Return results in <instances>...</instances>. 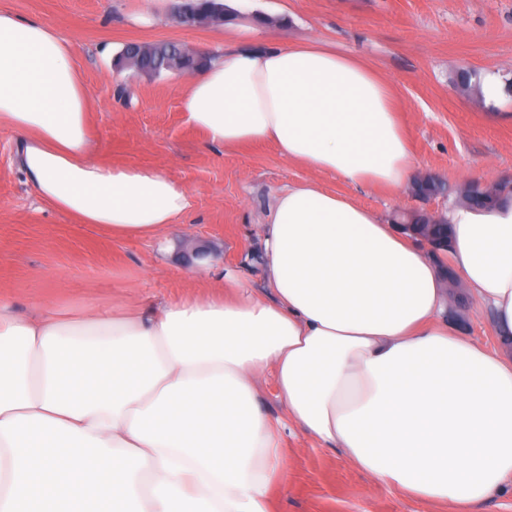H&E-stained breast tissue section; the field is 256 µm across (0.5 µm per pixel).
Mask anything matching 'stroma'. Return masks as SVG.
<instances>
[{
  "mask_svg": "<svg viewBox=\"0 0 512 512\" xmlns=\"http://www.w3.org/2000/svg\"><path fill=\"white\" fill-rule=\"evenodd\" d=\"M53 25L69 40L95 102L96 155L118 165L166 168L194 194L183 224L158 238L118 240L41 206L14 163L16 140L0 130V291L26 315L42 299L60 309H108L113 300L144 305L191 293L198 274L259 289L263 229L272 197L306 178L269 145L233 150L211 144L179 108L174 75L122 77L117 59L130 42L171 40L191 51L266 48L318 40L358 55L393 89L416 160L415 177L462 186L473 168L512 176L509 117L487 123L483 105L453 85L458 68L512 79V0H249L226 29L175 24L161 0H0ZM363 206L388 214L446 210L449 198L423 201L405 188L357 191ZM448 323L494 347L483 306L467 300ZM262 411L282 424L286 481L275 512H451L450 505L403 497L371 482L340 453L289 421L270 376L255 385Z\"/></svg>",
  "mask_w": 512,
  "mask_h": 512,
  "instance_id": "1",
  "label": "stroma"
}]
</instances>
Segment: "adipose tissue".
<instances>
[{
    "mask_svg": "<svg viewBox=\"0 0 512 512\" xmlns=\"http://www.w3.org/2000/svg\"><path fill=\"white\" fill-rule=\"evenodd\" d=\"M176 88L227 148L268 144L309 178L273 197L270 298L237 281L141 309L30 316L0 294V512H272L285 479L255 403L272 373L289 418L371 481L455 512L512 480V199L454 207L449 257L493 316L495 349L448 328L441 263L388 217L327 189L401 190L415 167L389 84L317 41L225 49ZM70 42L0 5V127L38 200L117 237L194 205L161 167L99 161Z\"/></svg>",
    "mask_w": 512,
    "mask_h": 512,
    "instance_id": "adipose-tissue-1",
    "label": "adipose tissue"
}]
</instances>
